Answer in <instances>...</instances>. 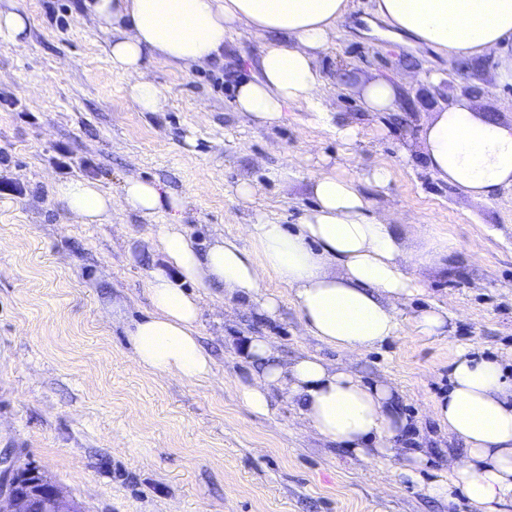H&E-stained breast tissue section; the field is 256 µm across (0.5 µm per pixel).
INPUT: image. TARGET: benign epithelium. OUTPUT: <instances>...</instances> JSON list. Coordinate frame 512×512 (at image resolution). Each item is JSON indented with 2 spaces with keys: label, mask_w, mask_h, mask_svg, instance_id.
<instances>
[{
  "label": "benign epithelium",
  "mask_w": 512,
  "mask_h": 512,
  "mask_svg": "<svg viewBox=\"0 0 512 512\" xmlns=\"http://www.w3.org/2000/svg\"><path fill=\"white\" fill-rule=\"evenodd\" d=\"M37 471L0 456V512H83L58 488L35 479Z\"/></svg>",
  "instance_id": "7a95c632"
}]
</instances>
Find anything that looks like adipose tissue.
I'll list each match as a JSON object with an SVG mask.
<instances>
[{
  "label": "adipose tissue",
  "instance_id": "obj_1",
  "mask_svg": "<svg viewBox=\"0 0 512 512\" xmlns=\"http://www.w3.org/2000/svg\"><path fill=\"white\" fill-rule=\"evenodd\" d=\"M83 7L100 30L116 31L108 57L128 77L136 111H162L165 101L144 68L145 56L204 65L221 59L225 35L238 27L282 33L288 42L262 52L257 75L237 87L236 112L270 124L288 103L301 101L341 141L357 136L356 124L325 107L332 88L317 64L350 0H84ZM371 12L392 38L411 37L451 60L492 59L493 83L512 86V0H372ZM421 158L472 201L498 199L512 190V123L479 115L469 97L456 96L425 120ZM310 189L314 205L296 228L258 214L244 227L250 247L221 236L203 251L178 221L179 199L154 182L129 179L115 198L95 182L73 178L55 182L53 193L83 224L102 223L118 207L147 217L173 209L159 231L163 264L147 282L151 308L127 332L137 366L195 383L213 374L200 338L199 289H223L225 300L256 304L272 317L279 302L263 283L274 275L307 335L360 354L399 332L401 305L421 289L407 267L449 252L444 242L430 253L408 252L393 216L372 213L354 177L322 171ZM244 351L254 368L236 390L252 414L268 415L271 394L279 392L297 401L315 434L374 459L392 454L393 439L410 424L391 385H367L347 366L311 354L281 363L266 336L249 337ZM448 382L430 415L465 450L424 490L437 499L461 493L474 512H512V377L505 362L456 347Z\"/></svg>",
  "mask_w": 512,
  "mask_h": 512
}]
</instances>
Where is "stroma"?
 Returning <instances> with one entry per match:
<instances>
[{
  "mask_svg": "<svg viewBox=\"0 0 512 512\" xmlns=\"http://www.w3.org/2000/svg\"><path fill=\"white\" fill-rule=\"evenodd\" d=\"M82 0H0L28 15L30 40L18 52L0 44V173L21 188L0 195V454L36 467L84 512H472L462 495L428 497L421 483L394 471L400 456L360 458L316 436L297 402L272 396L269 416L251 414L235 380L252 365L250 336H269L282 362L310 353L351 365L365 384L386 382L410 420L421 422L431 453L422 476L447 470L460 440L440 431L428 411L448 391V361L458 346L512 356V194L477 203L437 180L421 162V126L448 97L478 86L475 110L512 123V87L494 86L492 60L460 72L412 38L372 35L370 0H354L317 63L333 91L326 100L359 131L346 144L316 122L304 103L257 126L234 109L238 83L281 36L226 35L224 61L184 69L155 57L145 68L166 98L163 111H133L127 79L107 58V35ZM442 72L440 87L420 81ZM376 79L399 88V112H365L361 89ZM195 137L187 146L186 137ZM65 148L72 177L90 178L120 196L128 179L160 183L181 202L182 222L199 248L220 235L242 237L262 213L294 228L313 201L306 179L318 170L357 177L372 211L394 213L408 251L448 238L441 262L408 267L422 290L404 316L438 303L454 314L449 339L416 338L410 325L366 353L349 356L307 336L287 288L268 318L252 305L226 304L221 289L202 292L201 342L214 361L210 381L191 384L138 367L128 323L150 308L149 272L161 263L165 215L123 209L83 224L56 202L61 174L50 158ZM300 178L269 179L284 157ZM388 168L385 188L363 182ZM248 182L254 194L235 192Z\"/></svg>",
  "mask_w": 512,
  "mask_h": 512,
  "instance_id": "1",
  "label": "stroma"
}]
</instances>
